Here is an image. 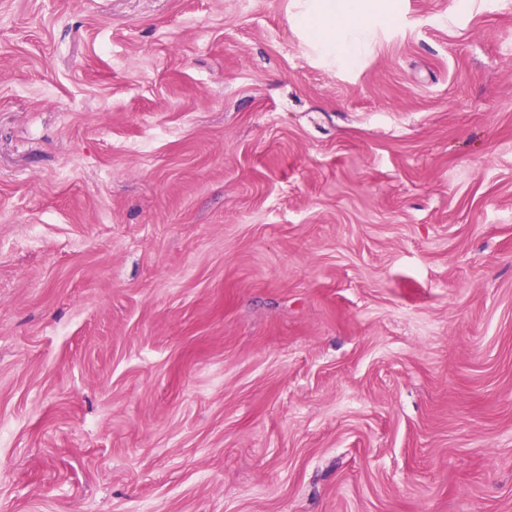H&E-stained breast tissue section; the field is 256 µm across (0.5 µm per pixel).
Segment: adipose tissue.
<instances>
[{"label":"adipose tissue","instance_id":"1","mask_svg":"<svg viewBox=\"0 0 512 512\" xmlns=\"http://www.w3.org/2000/svg\"><path fill=\"white\" fill-rule=\"evenodd\" d=\"M297 21L322 56L350 64L357 61L372 30L365 0H313Z\"/></svg>","mask_w":512,"mask_h":512}]
</instances>
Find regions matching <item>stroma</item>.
Masks as SVG:
<instances>
[{
    "label": "stroma",
    "instance_id": "obj_1",
    "mask_svg": "<svg viewBox=\"0 0 512 512\" xmlns=\"http://www.w3.org/2000/svg\"><path fill=\"white\" fill-rule=\"evenodd\" d=\"M0 0V512H512V0ZM365 1L320 0L297 17L325 58L353 64L366 46L372 22Z\"/></svg>",
    "mask_w": 512,
    "mask_h": 512
}]
</instances>
